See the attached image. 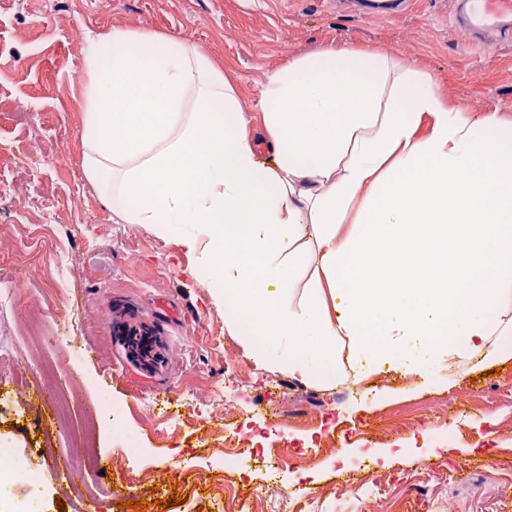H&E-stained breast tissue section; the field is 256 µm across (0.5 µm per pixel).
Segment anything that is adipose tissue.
Listing matches in <instances>:
<instances>
[{
    "mask_svg": "<svg viewBox=\"0 0 512 512\" xmlns=\"http://www.w3.org/2000/svg\"><path fill=\"white\" fill-rule=\"evenodd\" d=\"M82 68L86 177L123 223L177 234L253 363L333 385L512 357L500 112L376 49L291 59L253 112L201 46L152 31L91 38Z\"/></svg>",
    "mask_w": 512,
    "mask_h": 512,
    "instance_id": "ef3b65f1",
    "label": "adipose tissue"
}]
</instances>
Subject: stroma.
Instances as JSON below:
<instances>
[{
    "mask_svg": "<svg viewBox=\"0 0 512 512\" xmlns=\"http://www.w3.org/2000/svg\"><path fill=\"white\" fill-rule=\"evenodd\" d=\"M451 10L449 0H417L391 18L361 16L328 0H0V99L32 112L21 124L0 121V180L11 185L0 197V258L18 265L24 280L11 318L14 355L0 361V389L12 386L15 358L26 357L20 374L33 385L47 361L49 384L73 388L75 413L95 407L104 392L122 407L126 429L142 432L141 453L127 461L113 456L118 436L91 427V442L112 472L94 476V495L82 498L62 478L81 457L54 409L35 389L22 410L1 404L0 432L24 449L46 445L39 491L48 512H224L211 494L224 482L238 490L239 512H266L256 487L283 494L304 487L325 498L346 491L345 471L394 491L356 512H429L432 498L436 512H512V359L496 376L483 365L465 367L444 387L383 371L359 385L325 388L258 368L226 333L208 288L190 275L193 257L146 225L117 222L82 168L83 56L89 37L115 27L199 44L223 67L247 112L269 73L334 45L385 51L430 75L460 110L495 108L512 119V45L473 44L451 24ZM47 153L53 165L40 168ZM46 193L60 204V223L36 207ZM58 250L72 255L71 268L57 269ZM228 361L262 400L258 409L236 405L234 424L257 434L275 425L285 442L312 443L317 423L291 417L308 395L345 431V446L303 463L288 459L271 476L252 462L226 472L223 408L197 422L179 404L187 393L205 400L223 384ZM87 377L98 389L83 386ZM448 406L462 413L459 432L435 437ZM391 426L400 431L395 445L381 447V431ZM424 456L432 459L426 471L418 467ZM489 457L498 467H480ZM468 460L474 466L467 470ZM414 484L424 496L410 495ZM175 492L185 503L156 508ZM133 494L142 507L127 506Z\"/></svg>",
    "mask_w": 512,
    "mask_h": 512,
    "instance_id": "1",
    "label": "stroma"
}]
</instances>
